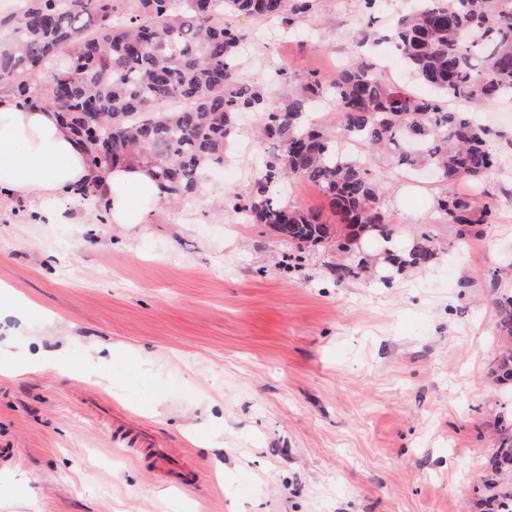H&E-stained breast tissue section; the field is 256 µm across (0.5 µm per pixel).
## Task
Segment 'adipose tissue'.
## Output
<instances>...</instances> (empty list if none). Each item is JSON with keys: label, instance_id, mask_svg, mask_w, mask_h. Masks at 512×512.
Instances as JSON below:
<instances>
[{"label": "adipose tissue", "instance_id": "1", "mask_svg": "<svg viewBox=\"0 0 512 512\" xmlns=\"http://www.w3.org/2000/svg\"><path fill=\"white\" fill-rule=\"evenodd\" d=\"M92 187L111 224H143L146 202L159 198L151 170L141 166L93 168L85 146L55 109L19 105L0 91V196L69 199Z\"/></svg>", "mask_w": 512, "mask_h": 512}]
</instances>
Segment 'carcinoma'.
<instances>
[{
	"mask_svg": "<svg viewBox=\"0 0 512 512\" xmlns=\"http://www.w3.org/2000/svg\"><path fill=\"white\" fill-rule=\"evenodd\" d=\"M16 15L0 17L12 29L0 42V88L18 103L56 105L60 118L88 146L89 162L138 165L153 170L165 197L191 198L205 171L224 165L228 143L238 135V117L260 119V144L272 145L248 189L231 198L248 224L282 231L292 253L336 247L330 266L336 281L372 274L378 260L394 268L426 267L438 258L422 231L394 254L393 213L382 179L369 169L374 155H390L405 177L430 167L445 183L434 199L459 242L474 226L490 224L495 211L476 206L454 189L479 185L496 167L491 132L472 112L448 109L446 98L490 106L512 97V0H416L388 36L415 77L440 97H418L382 81L365 59L328 78H311L274 102L266 88L240 68L245 34L224 15L297 25L313 0H20ZM52 82H31L40 70ZM329 99L341 120L336 132L307 122L319 101ZM315 186L333 219L301 209L282 195L287 179ZM496 272L489 288L497 323L512 337V289ZM498 383L512 381V348L491 371ZM512 475V422L500 426L498 446L482 476L486 512H512V495L494 493L496 478Z\"/></svg>",
	"mask_w": 512,
	"mask_h": 512,
	"instance_id": "cac0c4a2",
	"label": "carcinoma"
}]
</instances>
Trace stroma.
Masks as SVG:
<instances>
[{
  "label": "stroma",
  "instance_id": "1",
  "mask_svg": "<svg viewBox=\"0 0 512 512\" xmlns=\"http://www.w3.org/2000/svg\"><path fill=\"white\" fill-rule=\"evenodd\" d=\"M409 0H315L297 32L232 17L244 75L273 96L352 65ZM287 70L288 83L274 81ZM479 111L507 159L488 178L496 218L459 244L431 208L439 179H389L399 238L425 231L440 258L391 285L337 282L329 250L289 266L267 226L230 204L261 162L240 119L223 169L180 207L109 224L64 199L0 200V355L57 366L0 378V512H482L473 487L497 448L512 387L487 283L512 261V99ZM122 421L158 441L189 487L112 437Z\"/></svg>",
  "mask_w": 512,
  "mask_h": 512
}]
</instances>
